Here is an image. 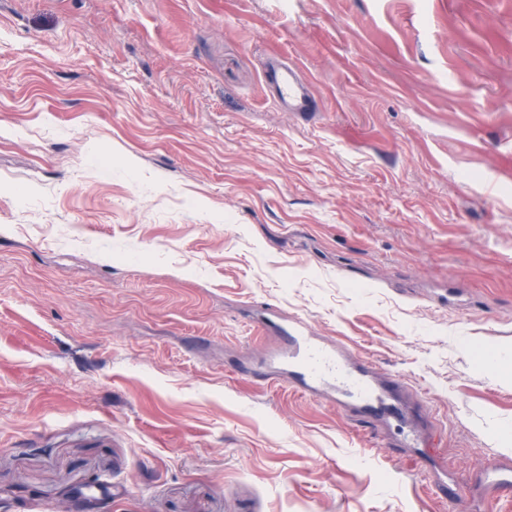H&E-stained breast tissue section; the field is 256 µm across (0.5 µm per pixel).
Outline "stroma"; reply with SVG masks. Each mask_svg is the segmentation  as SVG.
<instances>
[{
	"mask_svg": "<svg viewBox=\"0 0 512 512\" xmlns=\"http://www.w3.org/2000/svg\"><path fill=\"white\" fill-rule=\"evenodd\" d=\"M295 321L410 399L244 376ZM497 454L512 0H0L8 512H464ZM277 53L267 57L268 66L264 69L265 79L277 88V101L288 112H310L314 97L309 81L298 69L281 66Z\"/></svg>",
	"mask_w": 512,
	"mask_h": 512,
	"instance_id": "obj_1",
	"label": "stroma"
}]
</instances>
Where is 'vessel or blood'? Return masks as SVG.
<instances>
[{
    "instance_id": "b4317fda",
    "label": "vessel or blood",
    "mask_w": 512,
    "mask_h": 512,
    "mask_svg": "<svg viewBox=\"0 0 512 512\" xmlns=\"http://www.w3.org/2000/svg\"><path fill=\"white\" fill-rule=\"evenodd\" d=\"M266 80L277 88L279 105L289 112H308L314 97L309 81L298 69L280 65L277 56L267 58ZM288 349L279 353L274 362L277 368L288 371L308 392L332 389L339 404L377 415L390 410L402 390L397 378H378L368 367L353 361L342 350L329 349L308 336L302 324L287 329ZM485 498L497 497L512 486V464L492 458L482 480Z\"/></svg>"
}]
</instances>
